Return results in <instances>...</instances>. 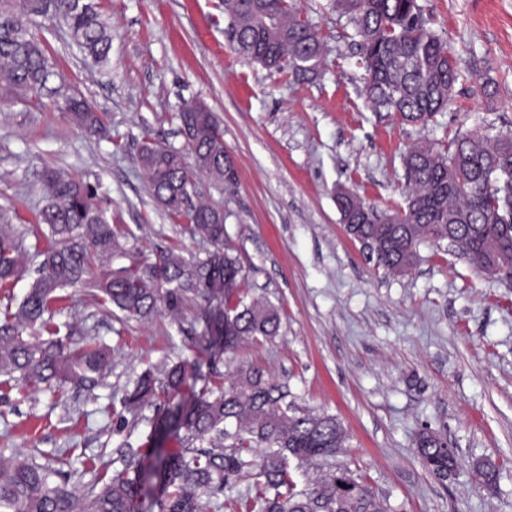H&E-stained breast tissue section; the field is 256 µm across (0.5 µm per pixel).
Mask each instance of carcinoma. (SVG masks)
I'll use <instances>...</instances> for the list:
<instances>
[{
	"label": "carcinoma",
	"mask_w": 512,
	"mask_h": 512,
	"mask_svg": "<svg viewBox=\"0 0 512 512\" xmlns=\"http://www.w3.org/2000/svg\"><path fill=\"white\" fill-rule=\"evenodd\" d=\"M352 25V39L365 71L363 94L375 112H393L412 125L426 126L447 110L460 74L447 41L429 27L418 0H337ZM228 41L252 63L310 82L322 70L324 45L293 0H224ZM58 19L72 42L92 61L109 62L112 33L96 0H0V82L20 97H55L57 110L91 136L110 129L102 114L80 95L53 85L59 78L48 50L31 26ZM187 132L188 154L149 142L138 160L153 197L186 220L185 231L211 245L205 257L185 258L174 248L150 257L120 241L100 204L98 186L43 173L44 205L37 228L46 246L30 267L23 240L0 208V285L29 278L16 309L0 317V386L21 382L32 391L70 384L86 390L102 385L110 368L109 350L76 326L60 335L45 318L62 292L81 284L96 303L125 319H148L161 309L181 314L191 304L203 325L210 364L245 340L278 334L277 307L247 303L239 295L243 265L224 242V211L189 203L197 173L227 185L237 171L224 147L217 116L195 104L178 114ZM408 190L404 208L379 211L352 193L336 195V205L353 228L352 236L376 263L403 272L424 243H440L453 225L456 250L481 270L512 271V129L461 134L439 148L417 144L403 158ZM184 364L151 368L126 387L121 410L135 413L165 401L186 383ZM286 387L263 379L258 369L242 371L227 388L201 394L153 423L157 435L175 430L179 448L140 452L124 440L113 462L124 468L103 474L78 490L73 472L40 463L14 448L0 449V512H137L148 471L158 480L160 512H379L366 485L343 469L311 490L297 487L293 472L313 459L331 457L346 434L333 416L292 412ZM446 438L425 427L414 441L422 466L436 479L448 478ZM253 481L255 494L221 498L224 488Z\"/></svg>",
	"instance_id": "cac0c4a2"
}]
</instances>
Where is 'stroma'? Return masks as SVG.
Returning a JSON list of instances; mask_svg holds the SVG:
<instances>
[{
  "label": "stroma",
  "mask_w": 512,
  "mask_h": 512,
  "mask_svg": "<svg viewBox=\"0 0 512 512\" xmlns=\"http://www.w3.org/2000/svg\"><path fill=\"white\" fill-rule=\"evenodd\" d=\"M98 3L112 27L107 70L71 47L63 24L46 22L40 33L60 85L105 113L112 136H87L50 101L0 94V206L14 210L28 252L44 247L31 226L43 205L41 175L51 169L98 184L109 222L134 233L135 247L204 256L208 243L155 201L138 162L146 138L184 149L177 115L184 101L203 102L222 124L238 182L228 188L200 174L197 193L224 209L226 242L244 265L242 296L278 307L281 328L274 339L224 354L214 368L193 311L122 322L86 288H66L54 323L90 317L112 374L91 392L10 391L0 401V448L58 452L80 489L95 473L115 472L122 438L136 449L175 447L174 437L152 435L155 408H143L135 426L120 425L114 412L148 365L199 367L175 405L252 367L287 385L299 412L334 416L347 435L336 456L296 471L299 487L346 468L382 512H512V282L479 272L444 244L420 246L408 272L390 274L367 259L336 207L341 190L380 210L404 205L402 156L414 144L444 145L489 124L512 128V0H420L464 75L446 112L425 127L370 108L351 27L335 0H297L326 44L320 76L301 84L231 47L223 0ZM486 81L499 84L495 98L484 97ZM425 425L456 450L458 468L446 482L416 456L413 439ZM483 460L497 469L490 490L472 470Z\"/></svg>",
  "instance_id": "1"
}]
</instances>
